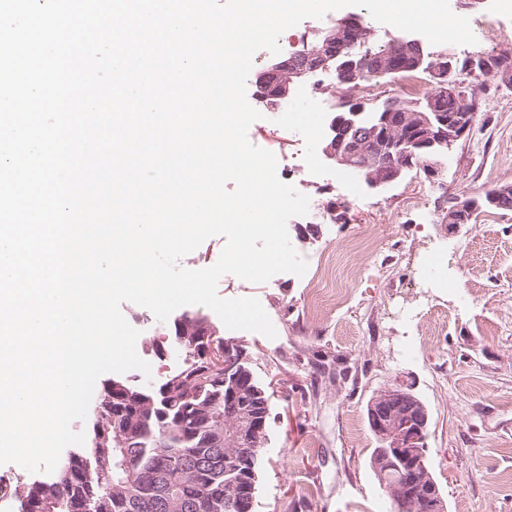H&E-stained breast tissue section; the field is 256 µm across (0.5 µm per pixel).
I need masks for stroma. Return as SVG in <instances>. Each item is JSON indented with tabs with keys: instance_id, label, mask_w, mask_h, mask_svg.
I'll use <instances>...</instances> for the list:
<instances>
[{
	"instance_id": "stroma-1",
	"label": "stroma",
	"mask_w": 512,
	"mask_h": 512,
	"mask_svg": "<svg viewBox=\"0 0 512 512\" xmlns=\"http://www.w3.org/2000/svg\"><path fill=\"white\" fill-rule=\"evenodd\" d=\"M449 6L478 37L453 46L457 57L512 51V15L493 13L490 0ZM491 24L503 38L481 42ZM476 85L478 121L449 154L441 180L414 169L374 192L356 176L296 175L298 192L341 215L313 229L289 225L305 275L280 273L258 284L228 274L219 283L221 297L257 298L277 331L270 339L216 326L244 346L268 390L254 512H387L369 465L376 441L366 405L398 380L413 384L429 410L428 454L447 512H512V211L481 213L453 235L442 221L448 196L512 185V85L492 77ZM251 131L253 145L291 166L323 146L317 129L269 118ZM371 227L377 246L350 250ZM329 251L347 301L312 315L306 300L318 285L315 264ZM122 312L140 331L152 383H160L181 362L155 352L167 344L166 323L131 303Z\"/></svg>"
}]
</instances>
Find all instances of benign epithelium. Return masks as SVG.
Returning a JSON list of instances; mask_svg holds the SVG:
<instances>
[{"label":"benign epithelium","instance_id":"obj_1","mask_svg":"<svg viewBox=\"0 0 512 512\" xmlns=\"http://www.w3.org/2000/svg\"><path fill=\"white\" fill-rule=\"evenodd\" d=\"M377 41L375 30L365 26L356 16L342 17L329 28L318 31V39L311 49L315 62L310 67L288 71V61L276 57L268 67L258 74L259 82L276 76L286 84L292 77H306L319 70L327 71L330 63L337 60L344 51L360 42L368 46ZM398 53L406 56L410 68L421 69L430 74L433 89L428 97L429 112L421 115V123L403 128L401 116L390 111L394 98H387L383 104L389 111L381 113L377 130L366 141L351 138L354 118L358 112L347 115L331 112L328 128L332 134L331 143L323 148L324 157L340 172L359 176L366 187L380 191L399 181L406 171L413 168L422 170L428 179L442 175V163L430 151L439 144L453 146L466 139L473 132V116L478 102L475 89L461 80L464 74L474 75L478 70L490 69L503 77L512 75V53L504 51L492 59L471 60L466 68L459 67L453 53L424 56L421 41L413 37L397 40ZM480 210V202L470 196L456 195L448 198V233L456 234L470 223ZM237 342H224L219 352L215 344H209L210 359L220 356L224 366V380H229L237 367L244 361L245 354L234 352ZM368 426L378 441L377 456L389 481L381 482V488L392 502L396 512H447L445 499L438 480L429 473L427 407L407 383H396L379 391L367 404ZM425 483L421 497L402 495L405 485L415 476Z\"/></svg>","mask_w":512,"mask_h":512}]
</instances>
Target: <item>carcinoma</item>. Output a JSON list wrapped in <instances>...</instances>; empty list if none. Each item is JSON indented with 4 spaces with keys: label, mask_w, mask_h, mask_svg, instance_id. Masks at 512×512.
<instances>
[{
    "label": "carcinoma",
    "mask_w": 512,
    "mask_h": 512,
    "mask_svg": "<svg viewBox=\"0 0 512 512\" xmlns=\"http://www.w3.org/2000/svg\"><path fill=\"white\" fill-rule=\"evenodd\" d=\"M408 65L393 52L391 42L372 47L368 73L379 81L389 67ZM214 336L207 318L189 311L173 321L167 350L182 363L153 389L137 379H120L103 387L94 408L91 445L59 460L41 480L15 487L0 486L15 512H245L240 490L257 488L265 440L250 441L239 464L224 463V369L202 359L196 337ZM237 385L253 415L269 410L265 387L249 363L237 370ZM204 483L206 491L196 486Z\"/></svg>",
    "instance_id": "carcinoma-1"
}]
</instances>
